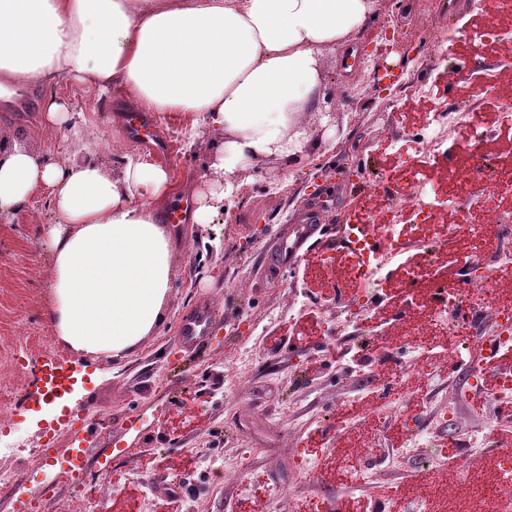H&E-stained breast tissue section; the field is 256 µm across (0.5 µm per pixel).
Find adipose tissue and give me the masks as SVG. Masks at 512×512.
<instances>
[{
    "mask_svg": "<svg viewBox=\"0 0 512 512\" xmlns=\"http://www.w3.org/2000/svg\"><path fill=\"white\" fill-rule=\"evenodd\" d=\"M382 0H0V94L61 79L115 88L146 110L223 130L196 223L267 158L293 168L315 143L304 118L326 98L325 48L354 44ZM174 180L94 153L58 162L0 142V211L25 215L44 193L57 220L40 232L54 258L46 318L80 354L131 351L164 320L173 247L156 205Z\"/></svg>",
    "mask_w": 512,
    "mask_h": 512,
    "instance_id": "adipose-tissue-1",
    "label": "adipose tissue"
}]
</instances>
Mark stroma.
Masks as SVG:
<instances>
[{
  "label": "stroma",
  "instance_id": "obj_1",
  "mask_svg": "<svg viewBox=\"0 0 512 512\" xmlns=\"http://www.w3.org/2000/svg\"><path fill=\"white\" fill-rule=\"evenodd\" d=\"M390 26L398 28L400 37L391 42L383 63L403 72L402 87L379 94L371 72L354 69L347 49H326L323 74L336 116L331 123L315 117L317 148L288 172L273 163L245 165L235 174L238 197L228 213L216 214L209 224L190 223L172 231L174 274L165 321L156 333L119 358L58 347L57 364L73 382L64 410L76 423L90 425L88 440L65 435L57 449L41 445L42 429L53 413L35 394L41 376L35 363L44 354L43 339L53 332L44 317L51 253L39 229L54 223L55 213L39 193L24 220L0 221V337H15L19 355L28 361L14 396L12 430L19 446L14 455H0V469L21 468L27 499L44 504V512H53L46 502L54 495L67 499L69 512H84L69 464L76 450L87 469L86 489L112 494L127 512H158L161 500L172 496L184 500L186 512H302V503L307 506L303 512H341L347 491L333 480L326 457L348 446L339 418L363 392L381 411L365 419L370 433L358 466L370 479L377 512H479L483 489L503 482L493 456H480L475 470L464 473L449 468L445 457L444 444L451 437L460 454L487 443L512 448V414L504 411L502 398L488 397L481 411L471 408L474 395L490 380L477 376V354L469 346L436 351L435 367L425 379V408L413 415L403 409L410 395L401 378L411 374L419 354L414 343L400 341L417 325L411 299L443 280L470 288L462 264L433 268L426 282L400 276V301L388 302L382 286L365 291L352 308L353 288L336 274L326 273L325 283L342 286V293L313 305L307 301L313 271L303 258L279 268L268 262L270 251L294 243L309 210L318 211L320 223L304 247L319 255L335 247L343 234L339 217L368 201L376 183L400 190L383 152L391 150L401 163L413 155L427 127L405 124L401 114L406 103L418 98L440 111L453 106L471 112L469 127L446 129L454 158L434 171L469 172L460 203L478 201L487 213H497L494 199L483 197L481 187L486 177L504 175L512 165L492 157L484 142L485 115L512 104V61L458 45L443 53L434 38L467 28L512 31V5L504 2L490 11L472 6L471 0H383L358 48L381 43ZM25 91L26 103L0 108V137L52 158L81 156L95 148L108 169L128 156L146 158L116 119L129 107L124 93L101 96L67 79L47 86L31 83ZM49 96L70 114L84 115L80 131L43 126L41 104ZM159 123L176 142L166 169L182 193L202 190L223 133L203 126L190 134L187 122L175 114L160 116ZM347 160L362 167V179L343 172ZM204 301L222 314L223 322L202 350L183 348L179 319ZM373 308L385 310V325L368 320ZM309 311L317 312L331 335L313 343L285 338L287 325ZM313 358L320 370L309 368ZM240 377L251 380L244 399L229 389ZM253 421L259 424L256 442L267 438L268 425H279L280 456L237 441L241 425ZM392 428L406 437L426 433L430 440L414 455L393 457L386 467L380 459L389 451ZM190 455L196 466L183 465ZM240 456L247 459L244 474L227 477L225 462ZM306 457L317 458L314 473L304 472ZM149 460L155 463L150 470L144 467ZM403 484L417 485L419 491L400 508H391L387 493ZM268 487H283L287 493L269 498L264 494Z\"/></svg>",
  "mask_w": 512,
  "mask_h": 512
}]
</instances>
